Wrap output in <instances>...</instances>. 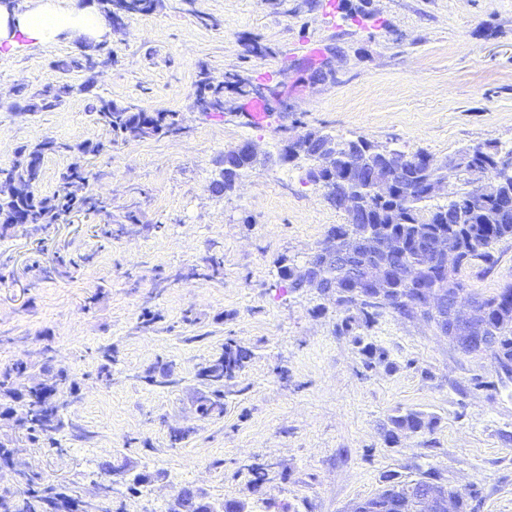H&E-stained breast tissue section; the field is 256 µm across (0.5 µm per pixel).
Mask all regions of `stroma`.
I'll return each mask as SVG.
<instances>
[{"label":"stroma","instance_id":"35a3bbf8","mask_svg":"<svg viewBox=\"0 0 512 512\" xmlns=\"http://www.w3.org/2000/svg\"><path fill=\"white\" fill-rule=\"evenodd\" d=\"M102 38L109 61L88 91L83 74L55 67L81 41L0 55V167L24 144H70L45 157L39 194L80 164L85 195L106 205L0 237V367L37 377L49 357L78 382L54 442L0 418L17 461L86 501L106 467L141 476L112 512H169L185 486L249 512H348L384 475L429 469L471 490L473 512H512V380L493 359L389 310L344 328L334 299L289 288L282 260L301 262L345 221L303 165L259 166L230 192L210 190L225 149L250 140L275 155L310 130L439 161L478 144L512 149V0H162ZM328 57L335 74L316 80L311 64ZM202 65L268 91L269 124L248 125L254 99L230 90L223 114L196 111ZM57 81L72 91L55 110L13 109L17 87ZM97 96L177 111L184 131L74 153L106 137L89 110ZM493 253L462 269L469 291L512 284V240ZM229 340L251 358L224 383L223 415L200 416L198 372ZM408 412L429 428L391 435Z\"/></svg>","mask_w":512,"mask_h":512}]
</instances>
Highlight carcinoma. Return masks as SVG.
I'll return each mask as SVG.
<instances>
[{
  "label": "carcinoma",
  "mask_w": 512,
  "mask_h": 512,
  "mask_svg": "<svg viewBox=\"0 0 512 512\" xmlns=\"http://www.w3.org/2000/svg\"><path fill=\"white\" fill-rule=\"evenodd\" d=\"M159 4L160 0H96L101 15H110L112 19L124 23L134 17L153 14ZM96 50V46L87 45L82 53L57 61L55 68L62 73H82L85 76L83 89L88 91L98 77V71L88 63ZM237 85L239 82L227 77L217 80L202 68L195 82L194 106L201 112L221 113L224 111V89ZM70 92L71 86L56 82L51 92L41 89L32 95L21 96L17 108L24 112H47L60 105ZM90 111L96 113L98 122L110 136L108 141L71 146L43 140L33 146L21 147L14 163L8 168H0V236L29 226L45 228L58 223L74 210L94 212L103 209L96 199L79 194V190L88 182V173L81 169L71 168L64 173L59 189L53 195H39L37 184L46 155L76 150L96 156L108 151L120 139L128 141L172 135L182 130L180 115L175 111L148 112L132 103L118 104L102 97L93 100ZM460 154L469 155L468 166L480 169H492L504 157L498 147L491 145L475 150L467 148ZM415 156L419 160L406 164L400 174L394 199L383 203L374 200L367 202L368 223L378 230L405 238L412 246L427 237L448 240V244L460 249L458 264L448 270V285L459 293H466L468 288L458 277L460 269L476 259L488 264L494 262V245L503 240H512V204L504 210L499 200L480 196L467 189L451 193L448 202L443 205H433L431 197L425 194L422 187L427 177L426 163L420 160L423 153L417 152ZM349 167L350 161H343L335 180L322 186L325 198L332 206L336 205V197L344 193L346 184L340 177L343 172L349 171ZM439 276L437 271L421 272L412 284L394 277L392 286L403 294L411 287L430 285ZM486 300L492 306L494 358L503 373L509 376L512 375V285L487 296ZM336 304L356 309L366 321L383 308L376 299L354 294L337 295ZM250 358L251 353L227 341L222 353L200 369L199 376L213 386L211 395L198 400L202 416H220L224 413L221 383L233 378ZM26 371V366L21 363L0 369L1 398H15ZM42 372L41 386L28 395L27 416L21 420L20 427L33 440L51 441L62 427L59 394L73 389L76 382L74 375L66 368H56L48 363L42 367ZM391 424L393 430L389 436L392 438L397 431L418 433L429 426L417 413L395 416ZM18 476L27 489L23 497L18 499L6 491L1 493L0 512H78L80 509L109 512L106 508H96L90 503L69 498L53 485L38 482L35 473L20 470ZM366 503L377 507L376 512H401L404 507L402 488L384 487Z\"/></svg>",
  "instance_id": "1"
}]
</instances>
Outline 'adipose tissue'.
<instances>
[{"instance_id":"ef3b65f1","label":"adipose tissue","mask_w":512,"mask_h":512,"mask_svg":"<svg viewBox=\"0 0 512 512\" xmlns=\"http://www.w3.org/2000/svg\"><path fill=\"white\" fill-rule=\"evenodd\" d=\"M102 21L92 6L59 7L57 0H43L38 7L24 12L10 11L0 5V55L20 48L22 42L43 44L59 35L80 40L101 35Z\"/></svg>"}]
</instances>
